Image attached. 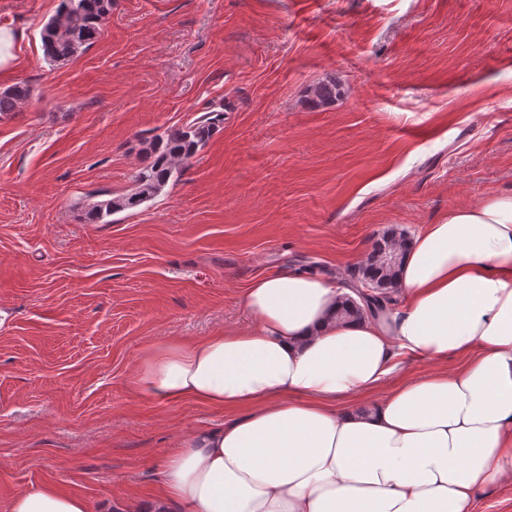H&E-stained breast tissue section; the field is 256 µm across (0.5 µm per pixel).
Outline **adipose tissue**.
Returning <instances> with one entry per match:
<instances>
[{"instance_id": "1", "label": "adipose tissue", "mask_w": 512, "mask_h": 512, "mask_svg": "<svg viewBox=\"0 0 512 512\" xmlns=\"http://www.w3.org/2000/svg\"><path fill=\"white\" fill-rule=\"evenodd\" d=\"M397 286L403 307L347 322L344 289L263 275L250 328L142 350L132 391L232 414L178 440L156 512H474L512 477V189L425 225ZM407 358L432 372L400 378ZM10 512L89 506L47 482Z\"/></svg>"}]
</instances>
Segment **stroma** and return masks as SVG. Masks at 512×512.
Here are the masks:
<instances>
[{"instance_id": "35a3bbf8", "label": "stroma", "mask_w": 512, "mask_h": 512, "mask_svg": "<svg viewBox=\"0 0 512 512\" xmlns=\"http://www.w3.org/2000/svg\"><path fill=\"white\" fill-rule=\"evenodd\" d=\"M58 3L0 0V91L33 90L0 119V512L48 481L150 512L178 439L226 415L136 395L145 346L248 328L252 279L344 281L384 232L512 187V0H114L61 65ZM219 105L178 182L87 221L147 141Z\"/></svg>"}]
</instances>
